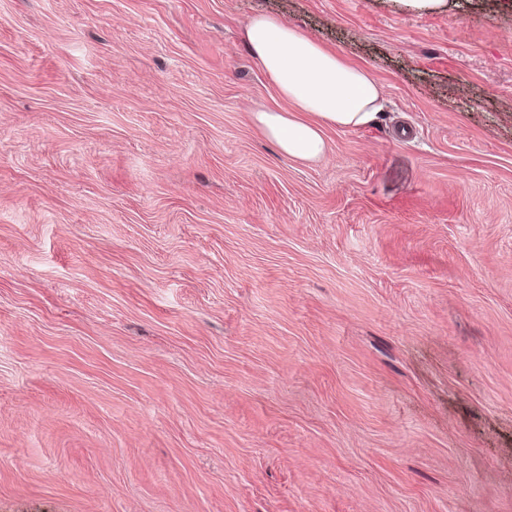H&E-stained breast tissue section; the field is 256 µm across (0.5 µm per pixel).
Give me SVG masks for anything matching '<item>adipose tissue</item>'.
Wrapping results in <instances>:
<instances>
[{"label": "adipose tissue", "mask_w": 512, "mask_h": 512, "mask_svg": "<svg viewBox=\"0 0 512 512\" xmlns=\"http://www.w3.org/2000/svg\"><path fill=\"white\" fill-rule=\"evenodd\" d=\"M245 42L279 96L292 112H261L256 120L285 157L315 161L326 150L328 127L359 129L381 109L382 89L362 65L304 34L287 21L266 14L251 18Z\"/></svg>", "instance_id": "adipose-tissue-1"}]
</instances>
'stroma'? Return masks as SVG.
Masks as SVG:
<instances>
[{
  "mask_svg": "<svg viewBox=\"0 0 512 512\" xmlns=\"http://www.w3.org/2000/svg\"><path fill=\"white\" fill-rule=\"evenodd\" d=\"M0 0V512H512V0ZM365 65L281 156L242 32ZM399 12L428 13L441 10L447 6V0H390Z\"/></svg>",
  "mask_w": 512,
  "mask_h": 512,
  "instance_id": "stroma-1",
  "label": "stroma"
}]
</instances>
